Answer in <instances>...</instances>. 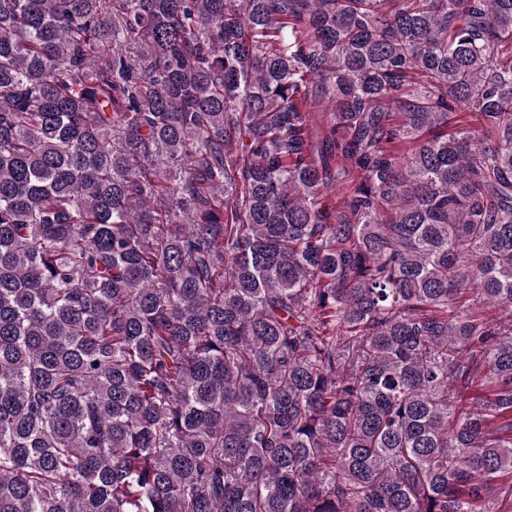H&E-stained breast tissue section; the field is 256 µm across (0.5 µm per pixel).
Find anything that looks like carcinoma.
<instances>
[{"mask_svg":"<svg viewBox=\"0 0 512 512\" xmlns=\"http://www.w3.org/2000/svg\"><path fill=\"white\" fill-rule=\"evenodd\" d=\"M0 512H512V0H0Z\"/></svg>","mask_w":512,"mask_h":512,"instance_id":"cac0c4a2","label":"carcinoma"}]
</instances>
